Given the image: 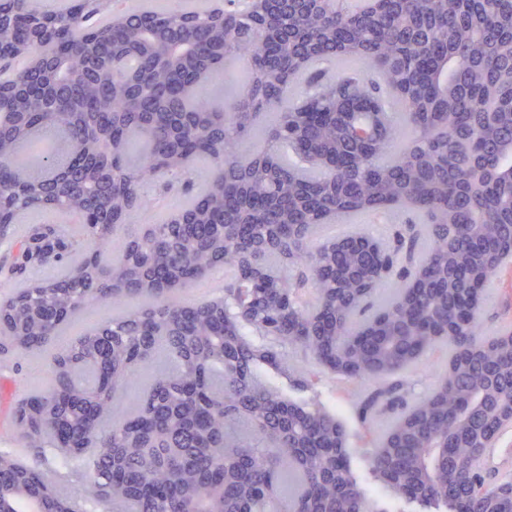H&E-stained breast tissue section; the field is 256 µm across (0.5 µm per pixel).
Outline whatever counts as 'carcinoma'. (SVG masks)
<instances>
[{
    "mask_svg": "<svg viewBox=\"0 0 512 512\" xmlns=\"http://www.w3.org/2000/svg\"><path fill=\"white\" fill-rule=\"evenodd\" d=\"M116 0H68L54 13L30 0H10L0 22V91L16 110L0 137V157L27 144L53 162L66 154V173L0 170V189L22 184L16 206L0 208L3 231L18 215L47 201L72 216L64 225L35 224L15 242L7 274L26 277L35 264L64 269L49 293L30 282L0 300V355L41 351L93 303L139 306L99 323L52 355L53 384L15 407L13 434L40 456L55 451L59 467L89 483L83 509L57 493L42 495L45 474L0 449V491L6 512H274L266 489L290 477L287 512H378L360 488L336 475V433L343 427L320 407L296 404L263 378L266 366L288 371L280 348L299 347L332 373L386 380L420 362L440 343L456 356L466 344L483 352L447 370L437 388L407 411L370 454L372 471L395 473L393 489L422 491L437 512H487V486L499 471L491 448H473L459 413L484 368L502 371L499 391L512 390V342L483 335L479 311L461 319L431 291L409 303L405 289L419 269H479L491 279L512 256V0H384L382 8L326 0L296 19L295 31L318 42L320 54L294 65L299 44L270 34L250 9L238 6L212 22L211 7L171 0L163 10H119ZM52 27L41 53L65 63L42 97L43 111L12 93L32 84L26 28ZM191 42L184 72L167 68L153 42ZM244 64L233 102L212 105L208 87L228 57ZM372 120L366 144L351 141L341 115ZM261 130L263 147L246 145ZM290 149L309 167L286 161ZM327 158L331 168L322 164ZM204 176V188L183 209L155 223L135 224L149 205L182 180ZM403 207L427 224L419 264L400 266V248L383 251L397 291L375 312L379 340H360L354 321L367 297L328 275L355 263L316 240L328 220ZM259 241L250 267L261 323L238 319L241 293L230 286L219 301L184 303L177 292L217 266L241 258L245 234ZM297 271L291 278L284 270ZM312 287L316 311L300 292ZM329 331L314 335L318 313ZM160 349L172 366L153 377L135 413L112 420L114 395ZM241 419L260 436L229 435ZM439 435L456 446V460L434 463L418 479L419 449ZM473 488L460 503L444 496L448 483Z\"/></svg>",
    "mask_w": 512,
    "mask_h": 512,
    "instance_id": "carcinoma-1",
    "label": "carcinoma"
}]
</instances>
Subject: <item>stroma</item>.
<instances>
[{
	"label": "stroma",
	"instance_id": "stroma-1",
	"mask_svg": "<svg viewBox=\"0 0 512 512\" xmlns=\"http://www.w3.org/2000/svg\"><path fill=\"white\" fill-rule=\"evenodd\" d=\"M366 231L387 245H394L396 233L408 231L418 244L413 252H402L403 263L417 262L425 242V226L410 223L406 211L390 209L381 213L364 212L350 217H338L336 221L319 226V239L332 237L335 232ZM114 314L111 305L98 304L65 328L49 345L48 356L24 357L19 361H7L0 367V448L17 449L22 461L39 464L40 468L53 466L51 457L36 458L31 449L20 447L14 438L13 412L18 399L31 391L47 386L50 377V353L69 344L97 322ZM488 335L512 331V262L484 287L480 318ZM288 371L269 374V381L277 386L288 400L319 406L336 416L347 435L350 465L360 487L383 512H424L417 502L391 494L370 468L369 456L375 443L391 428L396 418L412 405L430 394L439 384L448 365V349L439 346L423 357L420 366L405 370L391 380L354 379L339 373L327 372L318 362L300 348L285 347ZM170 362L166 352H159L153 360L130 378L112 403L115 419L132 414L152 377Z\"/></svg>",
	"mask_w": 512,
	"mask_h": 512
}]
</instances>
